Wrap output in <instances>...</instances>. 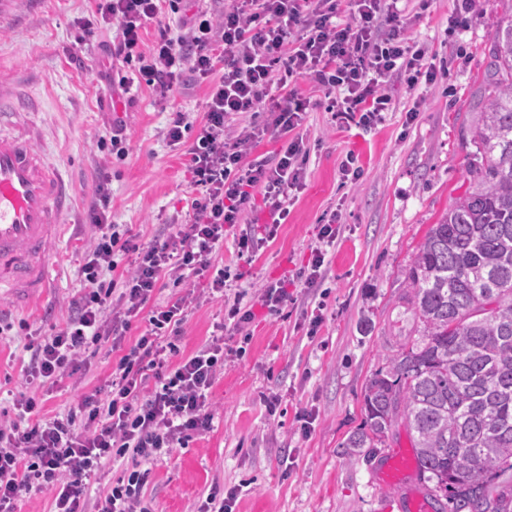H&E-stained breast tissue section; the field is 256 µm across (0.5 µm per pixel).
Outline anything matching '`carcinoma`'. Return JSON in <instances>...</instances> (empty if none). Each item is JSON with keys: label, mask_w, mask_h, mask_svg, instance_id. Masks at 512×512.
<instances>
[{"label": "carcinoma", "mask_w": 512, "mask_h": 512, "mask_svg": "<svg viewBox=\"0 0 512 512\" xmlns=\"http://www.w3.org/2000/svg\"><path fill=\"white\" fill-rule=\"evenodd\" d=\"M491 90L470 125L469 187L407 271L408 337L372 374L354 457L401 422L452 512H512V19L493 36Z\"/></svg>", "instance_id": "carcinoma-1"}]
</instances>
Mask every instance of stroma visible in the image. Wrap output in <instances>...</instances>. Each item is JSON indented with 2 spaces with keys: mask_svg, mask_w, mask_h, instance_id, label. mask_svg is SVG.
<instances>
[{
  "mask_svg": "<svg viewBox=\"0 0 512 512\" xmlns=\"http://www.w3.org/2000/svg\"><path fill=\"white\" fill-rule=\"evenodd\" d=\"M94 7L93 0H40L36 10L0 27V75L16 78L25 105L18 118L0 123V135L37 133L45 157L74 187L68 226L48 247L51 288L27 309L0 317L13 325L11 340L0 341V411L12 410L14 395L28 388L25 329L51 334L68 321L99 184L109 187L113 223L127 225L137 244L175 229L187 211L183 150L165 132L176 112L202 119L208 85L187 80L163 104L141 85L126 106L108 86L103 46L114 37L112 27L85 51L75 46L78 23ZM454 14L468 16L467 26L453 27ZM403 16L407 37L427 45L448 75L413 89L392 80L387 90L395 108L372 131L337 126L321 109L307 112L305 185L275 238L265 237L270 214L261 204L247 223L225 232L205 277L225 270L255 317L241 354L224 358L212 389L210 431L151 465L146 494L156 512H198L215 486L236 490L234 512H400V492L384 485L378 470L391 451L411 447L406 428L394 427L385 445L364 458L344 455L341 445L363 422L367 379L411 326L401 300L406 268L432 224L469 185L463 123L487 101L493 35L512 17V0H407ZM414 106L418 117L406 124ZM119 120L130 137L129 154L120 160L97 148ZM349 152L364 170L354 185L340 181L339 162ZM333 210L346 229L328 255L322 291L313 295L294 278L316 245L317 224ZM246 232L264 243L242 255L237 240ZM276 279L289 280L290 298L271 313L256 294ZM318 306L324 321L312 337L308 316ZM223 322L221 300L190 306L176 342L181 355L221 335ZM85 357L81 387L68 379L41 387L45 410H68L105 388L111 344L91 346ZM304 411L316 416L307 435L298 421Z\"/></svg>",
  "mask_w": 512,
  "mask_h": 512,
  "instance_id": "obj_1",
  "label": "stroma"
}]
</instances>
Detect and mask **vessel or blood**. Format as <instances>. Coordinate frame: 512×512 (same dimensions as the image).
<instances>
[{
	"instance_id": "1",
	"label": "vessel or blood",
	"mask_w": 512,
	"mask_h": 512,
	"mask_svg": "<svg viewBox=\"0 0 512 512\" xmlns=\"http://www.w3.org/2000/svg\"><path fill=\"white\" fill-rule=\"evenodd\" d=\"M70 203L59 170L32 141L0 137V296L13 306H26L50 287L47 245ZM413 467L409 450L393 451L381 479L401 486Z\"/></svg>"
}]
</instances>
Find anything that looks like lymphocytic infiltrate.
<instances>
[{
    "label": "lymphocytic infiltrate",
    "mask_w": 512,
    "mask_h": 512,
    "mask_svg": "<svg viewBox=\"0 0 512 512\" xmlns=\"http://www.w3.org/2000/svg\"><path fill=\"white\" fill-rule=\"evenodd\" d=\"M94 2L79 23L78 46L92 44L100 26L112 25L117 36L107 54L137 64L162 100L185 74L208 82L193 142H183L190 128L184 112L166 131L170 144L185 147V168L197 194L185 224L138 248L109 222L111 196L100 191L88 214L96 235L82 253L81 294L64 329L32 336L31 376L44 384L72 377L91 343H111L120 356L105 396L82 397L78 410L48 416L40 399L18 393L13 418L0 421V512H15L19 498L34 491L51 494L53 512H154L143 493L146 467L209 431L212 387L224 367L220 336L173 361L169 336L179 333L195 296L189 292L150 306L160 278L203 275L225 231L243 223L257 202L269 209L268 234L287 218L289 197L303 188L309 157L300 129L311 101L293 89L295 79H312L329 92L327 109L338 123L371 129L394 108L385 90L391 79L434 84L447 74L446 67L427 62L422 45L405 38L398 0H226L222 11H197L176 30L160 19L178 12L181 0ZM152 24L157 36L148 45L143 34ZM275 89L288 92L287 107L272 120L284 140L274 161H247L249 145L266 130L243 120ZM339 233L338 217L330 215L319 228L320 248L299 273L305 288L320 286L326 247ZM119 251L135 252L136 258L118 281L111 273ZM143 312L145 329L127 343L132 319ZM124 458L131 459L132 470L88 502L90 478Z\"/></svg>",
    "instance_id": "1"
}]
</instances>
